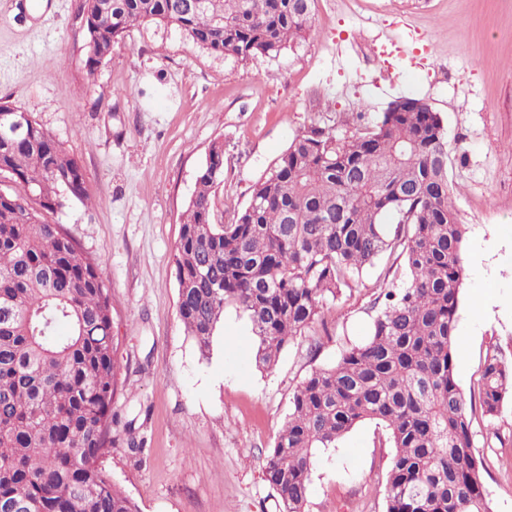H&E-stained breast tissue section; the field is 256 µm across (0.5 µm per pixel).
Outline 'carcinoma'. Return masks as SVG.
Here are the masks:
<instances>
[{"instance_id":"carcinoma-1","label":"carcinoma","mask_w":512,"mask_h":512,"mask_svg":"<svg viewBox=\"0 0 512 512\" xmlns=\"http://www.w3.org/2000/svg\"><path fill=\"white\" fill-rule=\"evenodd\" d=\"M311 2L82 0L85 66L147 21L242 61L275 57L311 35ZM2 175L15 187L0 195V506L138 512L103 467L118 383L106 269L45 220L89 198L83 168L32 117L23 135L0 125ZM223 176L216 142L174 254L179 317L202 354L232 307L247 317L258 363L269 368L365 267L401 262L407 272L402 287L384 294L368 340L294 391L264 463L284 512H306L317 449L336 447L365 421L394 448L385 512H492L472 423L478 412L499 414L512 363L485 358L476 401L455 378L464 228L438 113L400 98L350 136L305 128L228 224L215 222ZM60 324L68 335H57Z\"/></svg>"}]
</instances>
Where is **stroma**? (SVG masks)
Instances as JSON below:
<instances>
[{
	"mask_svg": "<svg viewBox=\"0 0 512 512\" xmlns=\"http://www.w3.org/2000/svg\"><path fill=\"white\" fill-rule=\"evenodd\" d=\"M77 4L0 0V101L83 167L89 201L47 219L105 263L119 385L104 465L140 512H283L263 466L296 386L365 341L374 304L405 278L381 262L366 269L271 368L257 366L250 325L230 307L201 355L179 319L173 256L213 143L224 145L214 202L228 223L301 130L349 136L394 100H424L445 126L466 229L458 383L476 395L488 353L512 361V0H313L310 38L246 63L144 22L91 74ZM485 286L497 299L483 307ZM131 419L145 439L137 454ZM472 429L493 512H512V395ZM381 433L368 421L318 450L307 512H385L392 450Z\"/></svg>",
	"mask_w": 512,
	"mask_h": 512,
	"instance_id": "stroma-1",
	"label": "stroma"
}]
</instances>
